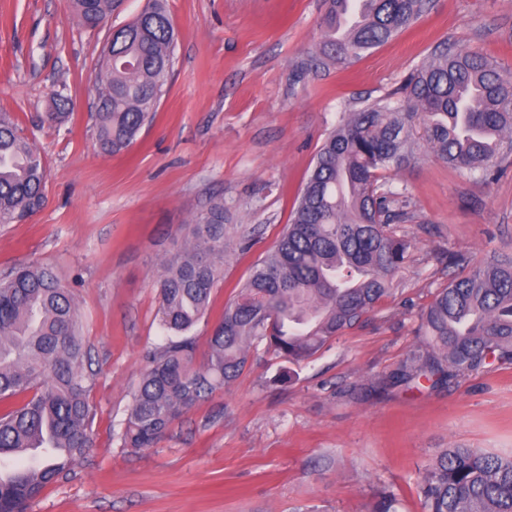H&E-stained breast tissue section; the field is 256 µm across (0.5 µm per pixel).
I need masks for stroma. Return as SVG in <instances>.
Listing matches in <instances>:
<instances>
[{
  "label": "stroma",
  "instance_id": "1",
  "mask_svg": "<svg viewBox=\"0 0 512 512\" xmlns=\"http://www.w3.org/2000/svg\"><path fill=\"white\" fill-rule=\"evenodd\" d=\"M145 0H125L119 28ZM173 75L135 143L100 153L92 104L110 29L79 24L71 0H0V111L46 161L45 203L0 224V275L55 269L75 298L96 375L95 446L28 512H371L382 491L421 512L417 479L444 449L512 454V365L453 383L376 393L420 342L418 313L448 282L437 254L512 255V152L481 183L420 152L390 172L413 242L393 294L315 356L255 351L245 371L178 418L152 448L123 447L146 354L162 343L161 266L186 227L224 203L234 241L191 331L198 360L236 287L272 249L330 131L400 87L435 49L477 50L512 70V0H433L408 30L346 67L315 62L323 0H167ZM65 121L44 123L55 94ZM287 381H278L280 372Z\"/></svg>",
  "mask_w": 512,
  "mask_h": 512
}]
</instances>
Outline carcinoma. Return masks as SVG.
I'll return each mask as SVG.
<instances>
[{
    "mask_svg": "<svg viewBox=\"0 0 512 512\" xmlns=\"http://www.w3.org/2000/svg\"><path fill=\"white\" fill-rule=\"evenodd\" d=\"M120 0H72L79 23L96 29ZM323 39L314 59L348 66L413 25L430 0H325ZM364 19L344 25L353 8ZM175 30L164 0H147L134 22L112 32L95 71V124L101 149L118 153L154 118L173 71ZM53 97L44 120L66 117ZM512 71L474 50L442 49L403 85L351 113L326 138L279 241L251 268L196 362L189 331L205 314L223 276L224 204L192 225L190 245L163 263L158 280L164 342L133 395L123 446L154 447L170 425L235 380L250 351L287 362L313 357L392 293L411 241L396 225L412 219L394 207L401 193L384 174L423 147L482 181L510 146ZM46 164L0 113V224L41 208ZM449 282L418 314L423 345L411 350L391 385L435 387L494 361L512 365V257L478 265L462 253L437 257ZM95 382L75 299L53 268L26 265L0 278V512H26L94 447ZM421 512H512V456L448 448L424 469Z\"/></svg>",
    "mask_w": 512,
    "mask_h": 512,
    "instance_id": "carcinoma-1",
    "label": "carcinoma"
}]
</instances>
